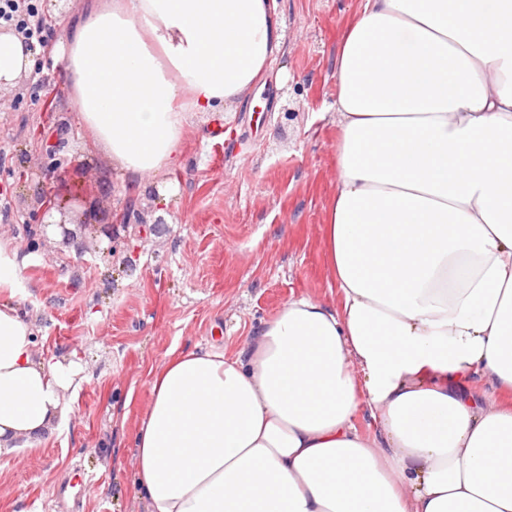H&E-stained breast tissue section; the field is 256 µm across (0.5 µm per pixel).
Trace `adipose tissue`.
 <instances>
[{
  "instance_id": "1",
  "label": "adipose tissue",
  "mask_w": 512,
  "mask_h": 512,
  "mask_svg": "<svg viewBox=\"0 0 512 512\" xmlns=\"http://www.w3.org/2000/svg\"><path fill=\"white\" fill-rule=\"evenodd\" d=\"M283 53L278 0H113L62 47L132 197L179 167L189 113ZM34 63L0 30V85ZM335 77L337 297L157 369L132 441L149 512H512V0H358ZM80 371L0 306V457L66 423Z\"/></svg>"
}]
</instances>
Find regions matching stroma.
<instances>
[{
	"label": "stroma",
	"instance_id": "35a3bbf8",
	"mask_svg": "<svg viewBox=\"0 0 512 512\" xmlns=\"http://www.w3.org/2000/svg\"><path fill=\"white\" fill-rule=\"evenodd\" d=\"M40 5L46 44L32 72L0 90V241L25 259L0 303L34 319L39 349L83 372L68 423L22 458L0 459V512H147L131 443L168 353L234 349L292 297L331 294L318 227L335 192L336 54L357 0H281L285 54L265 86L234 109L191 115L183 167L133 200L79 126L60 58L85 0ZM48 98L55 113L42 108ZM49 138L61 144L57 169L46 165ZM45 190L65 225L52 234L32 216ZM89 208L95 234L79 226ZM125 211L127 227L105 236ZM79 472L92 475L90 490Z\"/></svg>",
	"mask_w": 512,
	"mask_h": 512
}]
</instances>
